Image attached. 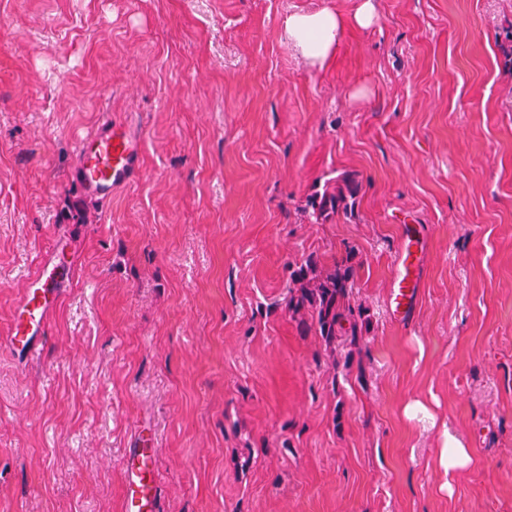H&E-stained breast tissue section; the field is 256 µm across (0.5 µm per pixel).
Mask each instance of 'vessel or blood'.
Instances as JSON below:
<instances>
[{"label": "vessel or blood", "instance_id": "vessel-or-blood-1", "mask_svg": "<svg viewBox=\"0 0 512 512\" xmlns=\"http://www.w3.org/2000/svg\"><path fill=\"white\" fill-rule=\"evenodd\" d=\"M74 151L79 183L87 192L103 199L137 177L142 139L130 125L107 120L94 136L78 139ZM68 277V271L58 270L52 261L38 268L15 308L7 336L0 338L1 346L27 360L41 355L50 318L62 295L61 285ZM415 288L413 255L406 249L392 290L395 314L407 315ZM121 512H160L155 450L140 434L125 452Z\"/></svg>", "mask_w": 512, "mask_h": 512}]
</instances>
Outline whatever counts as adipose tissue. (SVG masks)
<instances>
[{"label": "adipose tissue", "mask_w": 512, "mask_h": 512, "mask_svg": "<svg viewBox=\"0 0 512 512\" xmlns=\"http://www.w3.org/2000/svg\"><path fill=\"white\" fill-rule=\"evenodd\" d=\"M375 21L371 0H360L349 16L324 9L296 11L288 16L285 29L289 41L310 65H324L336 53L347 28H369Z\"/></svg>", "instance_id": "1"}]
</instances>
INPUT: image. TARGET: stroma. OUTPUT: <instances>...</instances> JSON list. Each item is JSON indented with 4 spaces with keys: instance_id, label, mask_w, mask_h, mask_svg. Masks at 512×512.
Instances as JSON below:
<instances>
[{
    "instance_id": "stroma-1",
    "label": "stroma",
    "mask_w": 512,
    "mask_h": 512,
    "mask_svg": "<svg viewBox=\"0 0 512 512\" xmlns=\"http://www.w3.org/2000/svg\"><path fill=\"white\" fill-rule=\"evenodd\" d=\"M358 3L0 0V336L53 247L73 268L41 358L0 347V512H120L138 433L164 512H512V0H372L304 64L288 14ZM108 118L143 156L103 201L72 142ZM350 251L344 367L288 275ZM446 432L475 450L449 477ZM342 182V185L336 183L332 191L326 188L322 194H316L311 198L309 205L316 220L329 219L340 207L347 210L348 198L354 201L359 190L358 182L352 176H346ZM410 243L404 246L399 263L398 274L392 290L393 312L403 318L413 303L416 288V274Z\"/></svg>"
}]
</instances>
